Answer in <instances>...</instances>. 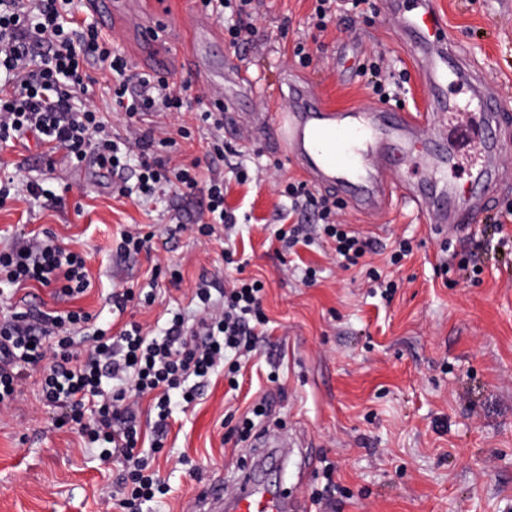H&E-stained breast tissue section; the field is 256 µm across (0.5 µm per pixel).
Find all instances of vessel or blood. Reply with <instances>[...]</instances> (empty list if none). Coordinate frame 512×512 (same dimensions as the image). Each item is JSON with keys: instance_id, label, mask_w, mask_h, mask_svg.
I'll list each match as a JSON object with an SVG mask.
<instances>
[{"instance_id": "obj_1", "label": "vessel or blood", "mask_w": 512, "mask_h": 512, "mask_svg": "<svg viewBox=\"0 0 512 512\" xmlns=\"http://www.w3.org/2000/svg\"><path fill=\"white\" fill-rule=\"evenodd\" d=\"M388 13L416 52L424 83L435 102L431 112L416 115L393 108L347 109L327 106L310 86L295 85L290 103L268 125L289 159L317 187L334 188L346 206L372 214L393 200L415 204L430 232L445 231L480 221L490 203V190L505 174L498 163L503 94L485 82L447 40L437 0H384ZM466 90L487 129L470 137L466 159L469 184L458 187L445 180V169L458 164L445 138L449 122L464 115L456 98L445 96L446 86ZM216 102L226 94L261 102L262 94L233 55H225L224 72L211 83ZM417 167L419 178H406L405 162ZM234 512H284L276 496L253 487L242 476L233 499Z\"/></svg>"}]
</instances>
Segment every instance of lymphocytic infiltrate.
<instances>
[{"label":"lymphocytic infiltrate","instance_id":"f902f5d3","mask_svg":"<svg viewBox=\"0 0 512 512\" xmlns=\"http://www.w3.org/2000/svg\"><path fill=\"white\" fill-rule=\"evenodd\" d=\"M253 3L200 0L203 12L222 23L225 46L236 50L257 33L249 23ZM79 12L76 0H0V150L35 137L46 151L66 150L75 164L89 161L111 173L118 196H149L160 186L201 195L205 212L189 225L193 234L210 237L218 229H232L237 217L224 206L220 172H202L197 159L175 158L179 139L191 136L189 127L179 124L176 137L161 140L139 129L152 114L177 120L182 113H198L213 137L209 155L220 158L223 106L206 104L204 90L191 79L132 73L111 38ZM93 66L108 81L113 108L128 119L125 136L110 133L89 97ZM160 147L165 156H157ZM281 195L289 214L298 217L276 231L285 248L329 241L340 268L362 270L371 293L393 296L396 281L364 261L374 249L372 239L341 222L340 199L314 194L301 180L289 181ZM29 283L54 289L66 306L0 319V410L10 407L31 370L43 366V405L63 408V423L98 445L104 461L125 466L126 475L118 479L119 512H141L143 503L162 493L163 484L138 449L140 401L150 398L155 433L161 436L174 402L198 398L216 372L235 379L242 357L255 349L268 322L263 290L256 280L233 277L215 295L202 282L194 293L195 312L173 314L157 334L134 320L116 332L92 330L91 314L72 304L90 286L86 259L50 235L0 251V286Z\"/></svg>","mask_w":512,"mask_h":512}]
</instances>
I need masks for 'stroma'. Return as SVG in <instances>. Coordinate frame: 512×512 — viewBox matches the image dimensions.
I'll return each instance as SVG.
<instances>
[{
  "label": "stroma",
  "mask_w": 512,
  "mask_h": 512,
  "mask_svg": "<svg viewBox=\"0 0 512 512\" xmlns=\"http://www.w3.org/2000/svg\"><path fill=\"white\" fill-rule=\"evenodd\" d=\"M379 2L369 0L370 21L341 15L318 36L306 24L312 0L255 2L258 35L242 56L267 99H229L224 143L231 151L215 166L227 173L257 155L282 162L259 179L229 181L225 195L226 207L241 217L243 274L265 285L271 331L243 359L238 389L219 373L194 403L175 407L161 451L148 455L167 492L144 512H199L206 484L235 488L265 450L227 437L263 398L280 423L277 442L289 445L290 479L281 493L295 512H512V247L499 248L480 223L454 232L456 249L474 250L483 272L480 282L451 288L434 272L441 239L412 207L397 202L370 216L346 211L345 221L377 243V253L365 257L373 266L385 268L393 237L412 239V254L393 272L399 287L385 302L319 246L300 245L291 254L275 237L280 191L299 172L266 126L270 113L287 107L290 83H310L334 108H378L381 100L356 77L354 64L380 57L387 72L410 74L400 96L404 111L430 109L415 54ZM438 4L448 37L485 81L512 89V0ZM108 32L133 71L151 70L154 57L127 16L117 15ZM297 38L308 40L318 67L292 61ZM0 176L34 180L62 195L57 206L22 195L8 200L0 207V249L48 232L86 254L92 288L78 304L94 324L119 326L130 316L151 331L168 312L187 307L200 280L224 285L221 243L186 230L202 198L171 191L119 197L106 172L72 166L62 149L43 155L33 143L0 151ZM132 224L154 232L152 255L119 257L120 234ZM154 255L179 267L180 285L153 278ZM304 263L322 267L317 286L303 285ZM129 286L154 290V304L113 316V290ZM42 373L34 368L10 412L0 415V512H116L121 465L102 461L77 430L59 426L60 409L40 399Z\"/></svg>",
  "instance_id": "obj_1"
}]
</instances>
